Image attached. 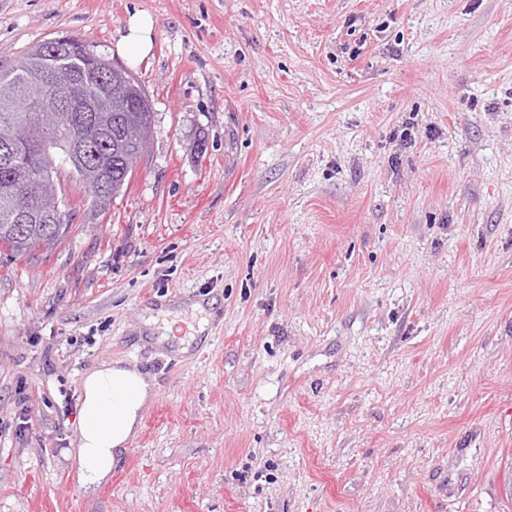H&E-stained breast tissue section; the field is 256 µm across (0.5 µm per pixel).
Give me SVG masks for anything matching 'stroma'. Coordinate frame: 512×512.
Masks as SVG:
<instances>
[{"instance_id":"1","label":"stroma","mask_w":512,"mask_h":512,"mask_svg":"<svg viewBox=\"0 0 512 512\" xmlns=\"http://www.w3.org/2000/svg\"><path fill=\"white\" fill-rule=\"evenodd\" d=\"M137 12L125 195L0 251V512H512V0H0V66ZM103 360L154 397L88 494ZM153 28L150 16L143 13L132 15L127 21V32L116 45L117 53L131 62L147 55L152 47Z\"/></svg>"}]
</instances>
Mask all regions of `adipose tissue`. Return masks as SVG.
I'll list each match as a JSON object with an SVG mask.
<instances>
[{
	"instance_id": "1",
	"label": "adipose tissue",
	"mask_w": 512,
	"mask_h": 512,
	"mask_svg": "<svg viewBox=\"0 0 512 512\" xmlns=\"http://www.w3.org/2000/svg\"><path fill=\"white\" fill-rule=\"evenodd\" d=\"M153 28L150 16L132 15L116 45L118 54L132 62L147 55ZM81 388L79 436L69 456L79 481L92 491L111 476L119 450L138 433L153 390L136 364L122 360L93 365L84 373Z\"/></svg>"
}]
</instances>
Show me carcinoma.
<instances>
[{
	"mask_svg": "<svg viewBox=\"0 0 512 512\" xmlns=\"http://www.w3.org/2000/svg\"><path fill=\"white\" fill-rule=\"evenodd\" d=\"M63 54L53 68L68 69L67 47L78 45L94 59L96 66L77 93L78 102H105L120 104L118 98L126 95L141 98L144 112H96L81 130L89 144L90 163H71L61 144L74 134L71 112H53L58 101L67 94L59 82H39L44 59L43 42L32 45L22 58L7 70L0 69V144L12 140L15 161L8 167L0 166V249L15 257L33 258L57 249L72 231L73 211L63 215L62 231L53 224L36 220L20 233L14 223V203L27 195L63 193L61 179L69 178L84 185L92 205L101 214L110 210L112 200L125 193L133 173L152 136L154 112L149 97L133 73L112 62L95 45L78 36H67L62 41L55 37ZM109 190L99 194V185Z\"/></svg>",
	"mask_w": 512,
	"mask_h": 512,
	"instance_id": "cac0c4a2",
	"label": "carcinoma"
}]
</instances>
